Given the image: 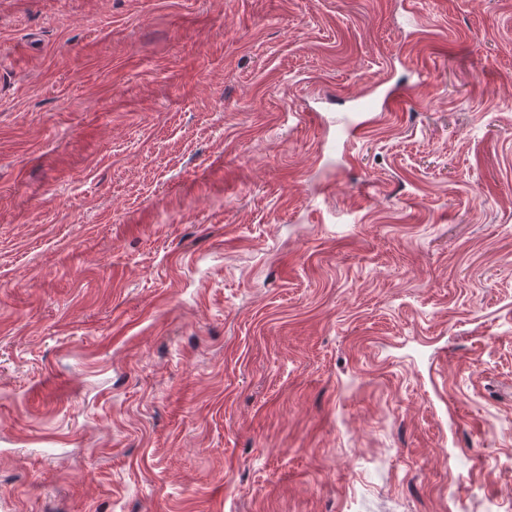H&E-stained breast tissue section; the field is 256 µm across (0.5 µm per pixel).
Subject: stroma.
Returning <instances> with one entry per match:
<instances>
[{
	"label": "stroma",
	"instance_id": "35a3bbf8",
	"mask_svg": "<svg viewBox=\"0 0 512 512\" xmlns=\"http://www.w3.org/2000/svg\"><path fill=\"white\" fill-rule=\"evenodd\" d=\"M456 501L512 512V0H0V512Z\"/></svg>",
	"mask_w": 512,
	"mask_h": 512
}]
</instances>
